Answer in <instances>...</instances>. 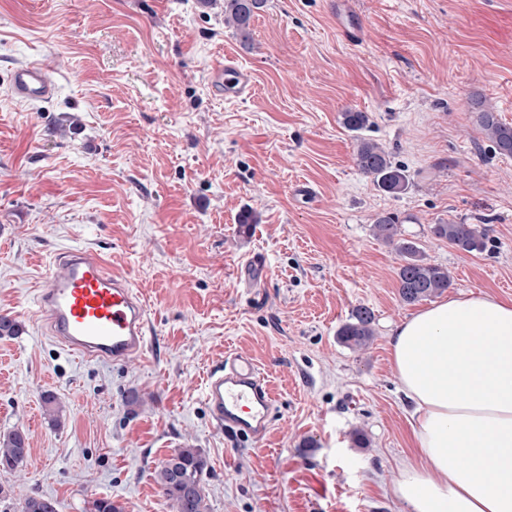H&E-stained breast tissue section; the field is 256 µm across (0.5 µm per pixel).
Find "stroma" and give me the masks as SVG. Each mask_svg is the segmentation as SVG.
<instances>
[{"mask_svg": "<svg viewBox=\"0 0 512 512\" xmlns=\"http://www.w3.org/2000/svg\"><path fill=\"white\" fill-rule=\"evenodd\" d=\"M336 2L268 0L245 44L224 0H0V316L21 329L0 338V437L22 430L30 448L0 471V512L34 494L57 512L105 495L173 512L154 470L186 446L208 459L210 512H409L394 483L412 455L411 406L389 334L416 308L373 221L397 214L447 267L448 295L512 298V156L470 107L482 98L512 124V0H348L353 43ZM228 57L251 70L250 98L211 87ZM30 61L46 63L51 99L11 94ZM348 110L369 115L360 135L341 123ZM360 136L406 170L407 193L357 168ZM300 181L312 199L295 195ZM448 221L480 225L484 249L432 237ZM71 247L145 299L139 356L77 358L36 321L37 289ZM256 253L264 271L245 267ZM359 305L375 316L362 350L337 338ZM231 352L252 356L275 394L256 442L216 427L204 400Z\"/></svg>", "mask_w": 512, "mask_h": 512, "instance_id": "1", "label": "stroma"}]
</instances>
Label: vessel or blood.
<instances>
[{
	"mask_svg": "<svg viewBox=\"0 0 512 512\" xmlns=\"http://www.w3.org/2000/svg\"><path fill=\"white\" fill-rule=\"evenodd\" d=\"M213 87L225 97L247 99L254 89L251 72L228 60L212 72ZM10 89L23 101L51 97L53 84L41 62L17 67ZM50 336L71 355L122 363L146 346L147 310L126 274L84 248L62 252L36 297ZM204 398L212 419L234 434L263 438L273 393L249 356L230 353L206 379Z\"/></svg>",
	"mask_w": 512,
	"mask_h": 512,
	"instance_id": "obj_1",
	"label": "vessel or blood"
}]
</instances>
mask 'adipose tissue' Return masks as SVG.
Returning a JSON list of instances; mask_svg holds the SVG:
<instances>
[{
    "instance_id": "obj_1",
    "label": "adipose tissue",
    "mask_w": 512,
    "mask_h": 512,
    "mask_svg": "<svg viewBox=\"0 0 512 512\" xmlns=\"http://www.w3.org/2000/svg\"><path fill=\"white\" fill-rule=\"evenodd\" d=\"M417 463L395 492L410 512H512V298L451 296L393 328Z\"/></svg>"
}]
</instances>
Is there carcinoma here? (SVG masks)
<instances>
[{"mask_svg": "<svg viewBox=\"0 0 512 512\" xmlns=\"http://www.w3.org/2000/svg\"><path fill=\"white\" fill-rule=\"evenodd\" d=\"M267 0H224V23L246 43L250 26ZM477 112L476 120L481 132L505 156H512V125L499 120L496 113L479 100L471 102ZM369 121L365 112L342 113V124L349 131L363 129ZM354 162L365 175L373 178L376 186L392 196H400L409 189L406 171L391 161L389 153L378 143L361 138L357 140ZM378 239L393 246L402 258L398 270L400 299L412 305L447 290L451 279L448 269L427 261L419 246L405 238L398 217L392 213L379 214L373 224ZM431 235L458 249L471 253L485 247L484 232L477 224L442 222L430 226ZM374 313L365 306L351 311L349 319L338 329L341 343L349 348H362L373 339ZM28 454L27 435L15 430L0 441V470L12 472L22 466ZM208 461L198 448H178L155 469V482L162 495L171 501L175 512H209L203 489V475ZM23 512H57L52 499L31 495L24 500ZM86 512H125V506L108 496L88 502Z\"/></svg>", "mask_w": 512, "mask_h": 512, "instance_id": "carcinoma-1", "label": "carcinoma"}]
</instances>
